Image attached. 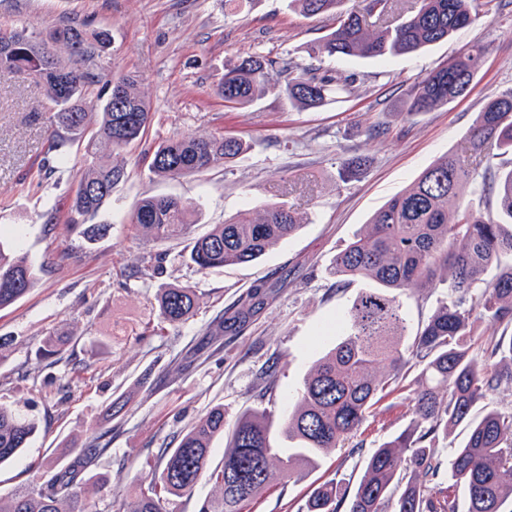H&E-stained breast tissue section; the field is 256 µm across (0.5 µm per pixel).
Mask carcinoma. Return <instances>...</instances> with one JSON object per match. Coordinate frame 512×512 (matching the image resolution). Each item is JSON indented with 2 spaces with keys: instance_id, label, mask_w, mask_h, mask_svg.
Returning <instances> with one entry per match:
<instances>
[{
  "instance_id": "1",
  "label": "carcinoma",
  "mask_w": 512,
  "mask_h": 512,
  "mask_svg": "<svg viewBox=\"0 0 512 512\" xmlns=\"http://www.w3.org/2000/svg\"><path fill=\"white\" fill-rule=\"evenodd\" d=\"M344 0H289L305 17L327 14L331 32L304 48L305 57L273 58L258 51L227 64L217 93L225 106L245 105L269 87L277 70L280 92L296 108H318L331 95H351L358 78L331 67L350 57L388 59L414 55L474 24L480 15L495 14L500 0H365L362 11L343 8ZM380 30L372 35L367 20ZM111 42L107 30L89 31L68 24L47 38L26 30L0 29V72L23 71L45 87L53 105L48 117L51 150L57 164L68 162L69 144L96 127L86 146L84 168L70 205L69 222L96 214L112 188L126 174L119 157L143 137L151 122L149 101L138 80L112 76L101 112L84 105L86 88L98 81L101 52ZM487 48L476 44L425 74L412 88L405 114L446 107L464 95L476 78ZM471 151L490 162L491 145L498 156H512V89L488 97L470 131ZM249 145L234 136H177L160 142L148 156L149 171L162 178H180L226 165ZM485 199L484 206L448 201L466 189ZM197 211L171 196L142 199L130 224L147 242L182 236L189 240L183 257L198 271L258 260L280 240L301 227L294 212L272 205L254 218L241 213L194 236ZM495 268L492 280L484 278ZM451 273L448 302L418 332L411 348L401 347L407 329L399 296L426 288L440 271ZM336 287L360 280L366 289L355 303L344 338L318 358L304 380L293 411L284 421L288 453L274 446L271 414L255 410L240 416L227 437L222 464L210 466L213 439L224 434V408L214 407L183 432L173 448L161 450V470L140 480L131 512H166L172 497L192 494L206 476L221 496L199 512H243L246 503L273 485L290 480L302 468H316L325 455L351 447L362 424L382 399L399 394L411 406L412 422L396 439L374 449L352 488L331 482L313 488L306 512H455L451 500L433 495L440 464L431 453L439 434L462 427L464 442L454 449L450 473L463 486L468 512H512V408L477 406L502 384H512V336L490 339L474 352L487 326H512V165L483 172L444 155L427 167L407 189L393 196L366 229L353 235L331 265ZM35 272L0 232V310L21 299L32 287ZM193 286L159 289L157 317L178 326L198 311ZM64 334L48 336L39 359L56 357L70 344ZM386 362L387 375L374 379L373 365ZM419 368L417 388L405 381ZM38 431V423L0 405V465L15 459ZM112 429L99 426L72 452L77 464L52 468L44 478L0 496V512H97L88 498L83 473L110 444Z\"/></svg>"
}]
</instances>
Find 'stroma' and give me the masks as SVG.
<instances>
[{"mask_svg": "<svg viewBox=\"0 0 512 512\" xmlns=\"http://www.w3.org/2000/svg\"><path fill=\"white\" fill-rule=\"evenodd\" d=\"M83 23L109 29L99 80L85 96L101 111L104 84L135 76L151 106L147 134L123 155L126 178L93 221L110 232L84 241L67 221L78 171L54 168L43 90L28 75L0 74V225L15 229L14 247L36 273L28 293L0 310V404L34 418L39 431L23 453L0 468V496L31 483L46 465H68L70 441H88L110 422L112 443L93 468L97 508L130 501L136 479L159 467V451L214 406L232 430L250 409H272L271 431L314 362L342 338L364 283L340 288L329 272L337 252L394 195L440 157L470 155L469 131L487 97L512 87V0L501 14L458 30L419 54L387 60L349 58L339 69L356 74L354 95L319 109L290 107L280 78L249 104L229 109L216 93L227 60L257 51L293 56L326 35L327 16L306 18L287 0H0V29L37 36ZM486 44L490 52L470 91L446 108L403 118L413 83L462 49ZM222 132L250 141L233 164L162 179L145 155L176 135ZM363 158L352 175L343 161ZM146 196H175L199 208L196 234L208 233L239 213L283 204L302 219L294 235L259 260L198 273L186 265L180 240L135 239L128 219ZM166 251L157 274L136 278L143 257ZM192 284L198 314L157 336L156 294L166 285ZM448 299L446 282L401 295L410 326L403 338ZM74 336L63 358L41 360L46 336ZM107 336L101 349L93 337ZM274 381L271 402L259 393ZM112 420H105V410ZM412 413L396 397L379 402L362 425L355 450L327 455L250 502L245 512H302L307 491L326 482L359 480L364 459L409 425Z\"/></svg>", "mask_w": 512, "mask_h": 512, "instance_id": "35a3bbf8", "label": "stroma"}]
</instances>
